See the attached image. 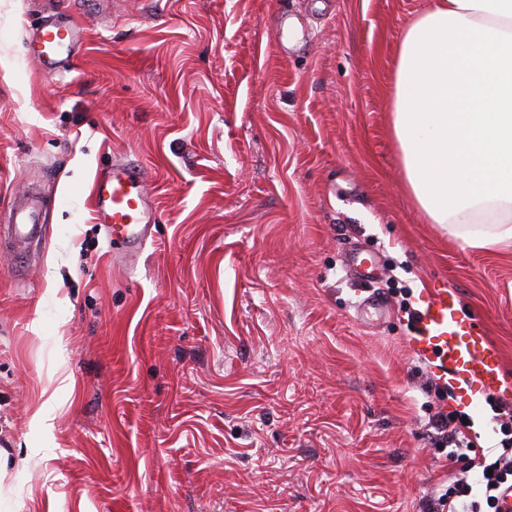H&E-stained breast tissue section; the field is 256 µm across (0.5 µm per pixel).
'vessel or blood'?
Segmentation results:
<instances>
[{
    "mask_svg": "<svg viewBox=\"0 0 512 512\" xmlns=\"http://www.w3.org/2000/svg\"><path fill=\"white\" fill-rule=\"evenodd\" d=\"M80 41L75 26H59L43 15L36 29L38 60L47 77L64 74L67 61ZM151 170L138 162L115 160L97 176L92 195L96 221L105 229L109 247L125 258L139 254L152 241L160 216L145 192ZM11 248L26 251L45 229L46 205L36 193L19 196L4 219ZM415 349L432 359L461 385L497 388L500 383L498 355L483 337L464 334L455 296L437 291L417 317Z\"/></svg>",
    "mask_w": 512,
    "mask_h": 512,
    "instance_id": "vessel-or-blood-1",
    "label": "vessel or blood"
}]
</instances>
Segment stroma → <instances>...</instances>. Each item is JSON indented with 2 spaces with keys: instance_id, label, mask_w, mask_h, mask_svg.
<instances>
[{
  "instance_id": "stroma-1",
  "label": "stroma",
  "mask_w": 512,
  "mask_h": 512,
  "mask_svg": "<svg viewBox=\"0 0 512 512\" xmlns=\"http://www.w3.org/2000/svg\"><path fill=\"white\" fill-rule=\"evenodd\" d=\"M48 4L82 30L55 78L32 57ZM427 4L0 0V216L28 191L52 202L27 252L0 235V512H419L457 467L433 414L497 443L512 253L429 223L391 130ZM115 159L151 167L161 216L132 260L92 213ZM355 250L390 314L357 318ZM440 287L505 389L436 394L411 317Z\"/></svg>"
}]
</instances>
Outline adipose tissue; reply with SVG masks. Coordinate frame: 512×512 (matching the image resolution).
<instances>
[{
    "instance_id": "1",
    "label": "adipose tissue",
    "mask_w": 512,
    "mask_h": 512,
    "mask_svg": "<svg viewBox=\"0 0 512 512\" xmlns=\"http://www.w3.org/2000/svg\"><path fill=\"white\" fill-rule=\"evenodd\" d=\"M391 124L430 223L512 249V0H430L398 47Z\"/></svg>"
}]
</instances>
